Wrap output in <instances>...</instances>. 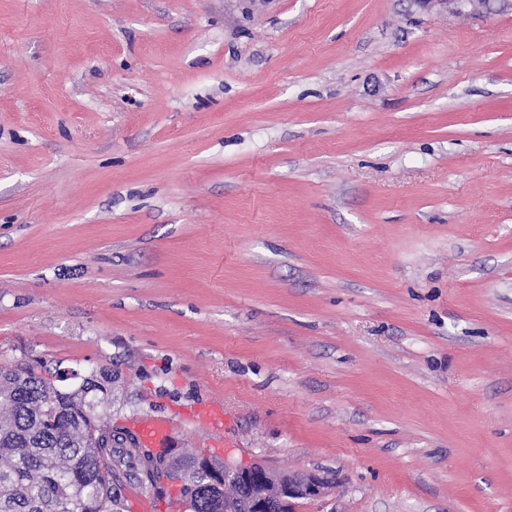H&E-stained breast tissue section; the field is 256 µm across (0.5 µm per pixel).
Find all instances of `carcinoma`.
Returning <instances> with one entry per match:
<instances>
[{
  "instance_id": "1",
  "label": "carcinoma",
  "mask_w": 512,
  "mask_h": 512,
  "mask_svg": "<svg viewBox=\"0 0 512 512\" xmlns=\"http://www.w3.org/2000/svg\"><path fill=\"white\" fill-rule=\"evenodd\" d=\"M111 383L103 372L62 390L22 364L0 376V512H103L121 457L156 491L176 478L166 451L139 447L129 432V448L94 446L95 420L112 427Z\"/></svg>"
}]
</instances>
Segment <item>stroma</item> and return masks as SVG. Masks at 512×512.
<instances>
[{
	"label": "stroma",
	"mask_w": 512,
	"mask_h": 512,
	"mask_svg": "<svg viewBox=\"0 0 512 512\" xmlns=\"http://www.w3.org/2000/svg\"><path fill=\"white\" fill-rule=\"evenodd\" d=\"M18 363L330 481L296 512H512V13L0 0Z\"/></svg>",
	"instance_id": "35a3bbf8"
}]
</instances>
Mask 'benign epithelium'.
I'll list each match as a JSON object with an SVG mask.
<instances>
[{
	"instance_id": "obj_1",
	"label": "benign epithelium",
	"mask_w": 512,
	"mask_h": 512,
	"mask_svg": "<svg viewBox=\"0 0 512 512\" xmlns=\"http://www.w3.org/2000/svg\"><path fill=\"white\" fill-rule=\"evenodd\" d=\"M196 469L205 476L204 485L210 495L233 483H244L251 489L242 504L224 501V512H270L275 504L290 512L295 501L320 497L328 489V481L313 473L280 474L259 462L226 459L219 463L202 457Z\"/></svg>"
}]
</instances>
